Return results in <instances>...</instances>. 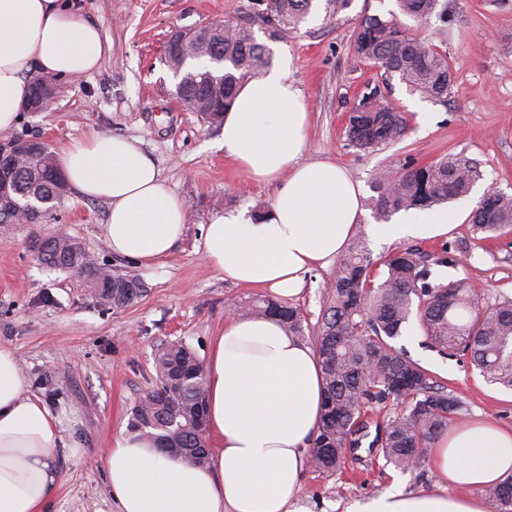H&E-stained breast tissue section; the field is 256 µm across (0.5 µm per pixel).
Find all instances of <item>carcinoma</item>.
<instances>
[{
	"instance_id": "obj_1",
	"label": "carcinoma",
	"mask_w": 512,
	"mask_h": 512,
	"mask_svg": "<svg viewBox=\"0 0 512 512\" xmlns=\"http://www.w3.org/2000/svg\"><path fill=\"white\" fill-rule=\"evenodd\" d=\"M315 0H248V20L264 31L270 41L294 33L312 12ZM395 9L385 15L367 14L357 25L354 42L357 58L383 69V83L393 78L436 105H447L453 82L448 53L411 33L402 18L448 24L450 0H394ZM207 42L206 56L224 58V84L201 79L181 83L180 97L189 104L203 97L222 103L213 123L235 98L239 83L261 76L271 63L267 44L245 27L228 35L213 29L199 33ZM408 133L403 113L375 87L351 108L344 135L347 145L376 150L397 142ZM479 164L457 155L444 156L422 166H408L402 173H379L373 181L376 196L371 207L380 220L395 213L443 204L468 195L481 179ZM11 190L23 205L49 210L68 193L61 176L52 177L34 158L18 169ZM476 232L500 234L512 231V195L485 193L470 216ZM39 261L50 269L79 271L84 267L78 247L58 250L47 240L39 249ZM446 257L399 250L381 261L385 272L373 279L374 262L362 232L355 233L347 254L326 284L327 301L313 345L321 361L324 382V413L312 440L309 466L329 473L340 469L372 421L369 415L394 405L397 411L376 433L372 447L386 463L408 470L422 462L428 448L448 431L461 401L414 360L408 350L395 345L411 320H416L426 344L444 355L468 354L471 364L489 381L512 388V301L483 308L469 283L437 282L433 267H446ZM96 297L116 308L133 304L145 292L141 282L116 274L92 280ZM245 316H275L297 335L304 334V315L295 306L271 298L237 304ZM198 355L180 340L158 349L154 368L160 386L133 407L130 428L155 440H169L183 449L191 464L209 463L210 452L196 415L205 404V388L186 383L174 392L166 387L172 372L197 369ZM482 495L494 512H512V477L488 486Z\"/></svg>"
}]
</instances>
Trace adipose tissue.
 Segmentation results:
<instances>
[{
	"label": "adipose tissue",
	"mask_w": 512,
	"mask_h": 512,
	"mask_svg": "<svg viewBox=\"0 0 512 512\" xmlns=\"http://www.w3.org/2000/svg\"><path fill=\"white\" fill-rule=\"evenodd\" d=\"M108 41L73 0H0V132L10 130L37 75L96 71ZM309 124L288 64L243 81L220 146L250 180L272 185L265 214L231 210L203 227V257L223 279L299 295L306 276L342 256L363 214L358 183L331 160L302 162ZM60 171L78 195L107 206L109 249L148 266L182 240L187 206L139 139L98 130L63 143ZM451 213L402 215L383 237L447 234ZM208 466L160 453L137 432L103 459L118 512H302L309 447L323 413L315 350L273 318L229 316L204 366ZM63 421L29 393L16 350L0 345V512H45L60 483ZM439 491L390 488L346 512H492L483 488L512 476V429L458 423L429 450Z\"/></svg>",
	"instance_id": "1"
}]
</instances>
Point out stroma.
Here are the masks:
<instances>
[{
	"label": "stroma",
	"instance_id": "stroma-1",
	"mask_svg": "<svg viewBox=\"0 0 512 512\" xmlns=\"http://www.w3.org/2000/svg\"><path fill=\"white\" fill-rule=\"evenodd\" d=\"M96 19L110 49L88 75L60 80L56 103L46 112H23L11 136L42 137L51 147L91 130L140 139L171 190L186 203L189 222L173 253L150 268L116 255L105 240L107 206L69 193L48 224L0 227V345L13 347L31 393L63 418V446L56 468L61 482L49 512H117L102 460L129 428L139 398L155 389L158 348L183 340L207 358L212 337L231 304L255 289L225 282L209 267L201 248L208 219L229 210L270 203V188L252 183L224 157L221 128L208 124L175 99L173 74L163 41L175 29H191L246 11L248 0H78ZM393 0H352L330 17L324 0L299 32L272 43L273 63L289 60L310 121L302 161H336L360 183L364 199L382 171H402L453 153L478 162L482 178L467 196L449 201L457 219L447 235L378 239L366 236L372 258L415 247L448 253L444 279H466L482 305L512 300V233L476 240L468 217L489 186L512 194V0H454L448 34L437 22L415 26L417 37L444 43L454 87L447 106L409 93L400 83L384 86L404 112L410 131L375 151L348 147L347 113L356 97L382 84L383 71L354 53L358 19L387 13ZM64 231L80 241L113 273L140 280L144 295L124 308L101 305L83 277L42 266L29 250L32 237ZM333 269L312 271L293 306L309 330H317ZM409 325L401 343L461 399L456 421L487 416L512 429V389L487 382L468 360L445 357L422 343ZM396 487L407 493L434 489L430 461L400 472L361 444L344 471L307 470L303 504L308 512H344Z\"/></svg>",
	"mask_w": 512,
	"mask_h": 512
}]
</instances>
